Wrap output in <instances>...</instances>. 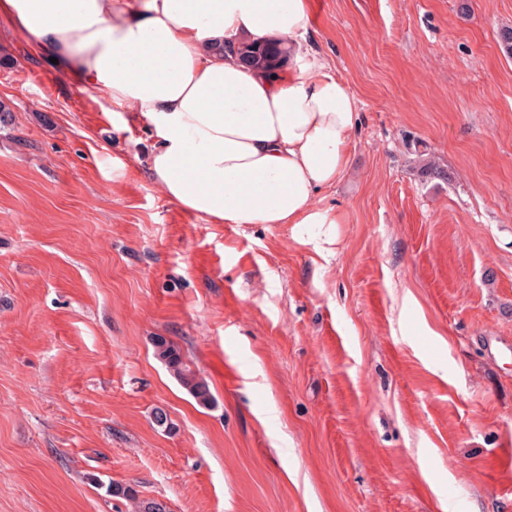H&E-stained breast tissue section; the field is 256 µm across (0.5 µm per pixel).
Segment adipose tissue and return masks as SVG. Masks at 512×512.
I'll list each match as a JSON object with an SVG mask.
<instances>
[{"instance_id":"adipose-tissue-1","label":"adipose tissue","mask_w":512,"mask_h":512,"mask_svg":"<svg viewBox=\"0 0 512 512\" xmlns=\"http://www.w3.org/2000/svg\"><path fill=\"white\" fill-rule=\"evenodd\" d=\"M310 0H0V22L153 131L168 199L216 224H337L317 194L346 172L358 127L346 81L309 47ZM287 42L276 76L225 54Z\"/></svg>"}]
</instances>
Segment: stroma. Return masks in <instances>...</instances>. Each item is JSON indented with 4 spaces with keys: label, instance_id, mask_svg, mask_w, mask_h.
<instances>
[{
    "label": "stroma",
    "instance_id": "stroma-1",
    "mask_svg": "<svg viewBox=\"0 0 512 512\" xmlns=\"http://www.w3.org/2000/svg\"><path fill=\"white\" fill-rule=\"evenodd\" d=\"M505 27L512 0H312L360 111L316 197L345 221L237 227L1 27L0 512H127L112 484L169 512H512ZM153 345L156 356L196 403L205 408L213 407L215 399L209 384L184 360L179 348L163 336L154 337Z\"/></svg>",
    "mask_w": 512,
    "mask_h": 512
}]
</instances>
